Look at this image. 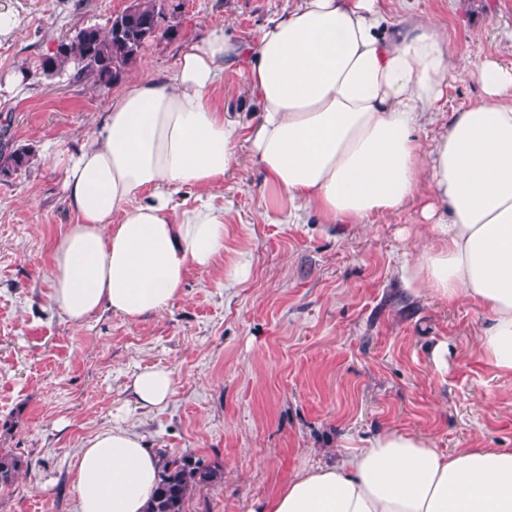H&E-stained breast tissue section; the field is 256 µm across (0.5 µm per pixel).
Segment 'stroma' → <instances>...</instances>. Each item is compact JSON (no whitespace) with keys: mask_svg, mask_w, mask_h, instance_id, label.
<instances>
[{"mask_svg":"<svg viewBox=\"0 0 512 512\" xmlns=\"http://www.w3.org/2000/svg\"><path fill=\"white\" fill-rule=\"evenodd\" d=\"M132 0H0L20 28L0 42V128L27 148L25 170L0 179V449L20 455L0 512H78L75 456L97 431L122 423L153 448L223 469L186 512H252L297 474L335 463L354 440L393 426L444 451L512 448V376L480 359L486 323L465 302L416 297L396 270L426 241L420 202L365 224L271 223L274 203L248 143L212 201L225 207L224 254L189 273L162 312H109L77 324L49 303L56 238L75 216L64 201L61 156L86 143L128 79L172 69L181 49L214 28L255 35L289 0H165L161 27L137 64L103 88L42 75L40 60L75 27L107 28ZM392 23L438 19L456 70L487 57L512 66V0H380ZM24 94L8 96L13 72ZM216 97L247 125L255 105L239 73ZM54 142L59 157L44 154ZM248 260L247 281L233 270ZM447 343L446 366L432 349ZM166 369L173 394L145 411L129 385Z\"/></svg>","mask_w":512,"mask_h":512,"instance_id":"35a3bbf8","label":"stroma"}]
</instances>
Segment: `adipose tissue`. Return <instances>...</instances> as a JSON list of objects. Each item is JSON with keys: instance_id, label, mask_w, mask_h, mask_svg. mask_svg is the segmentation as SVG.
Wrapping results in <instances>:
<instances>
[{"instance_id": "1", "label": "adipose tissue", "mask_w": 512, "mask_h": 512, "mask_svg": "<svg viewBox=\"0 0 512 512\" xmlns=\"http://www.w3.org/2000/svg\"><path fill=\"white\" fill-rule=\"evenodd\" d=\"M243 76L258 119L228 120L214 99L226 71ZM455 72L448 40L417 18L392 28L378 0H297L251 38L212 29L174 68L128 80L104 124L66 162L76 221L53 246L49 299L79 323L107 308L131 319L167 309L190 272L224 252V208L211 202L239 142L289 216L364 224L403 210L429 186V241L400 277L419 296L481 309V360L512 375V68L486 58L468 70L483 96L451 114L430 142L416 134L438 113ZM197 205L177 209L180 189ZM138 407L164 404L171 371L143 370ZM159 455L115 425L79 448V512H145ZM259 512H512V449L445 452L387 428L339 463L288 481Z\"/></svg>"}]
</instances>
